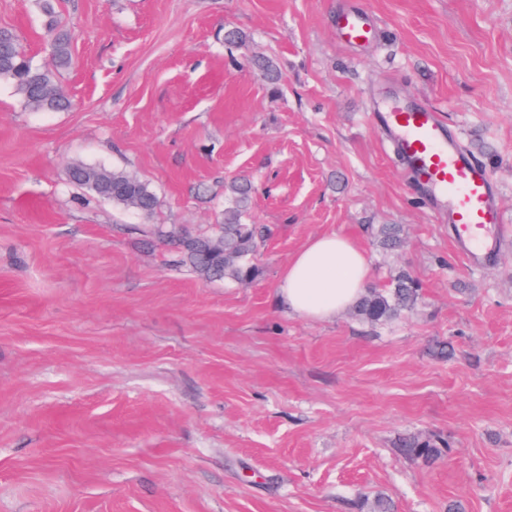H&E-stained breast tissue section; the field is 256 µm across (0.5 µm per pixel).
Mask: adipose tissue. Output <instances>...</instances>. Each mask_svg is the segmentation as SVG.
Instances as JSON below:
<instances>
[{
    "instance_id": "1",
    "label": "adipose tissue",
    "mask_w": 512,
    "mask_h": 512,
    "mask_svg": "<svg viewBox=\"0 0 512 512\" xmlns=\"http://www.w3.org/2000/svg\"><path fill=\"white\" fill-rule=\"evenodd\" d=\"M369 267L351 239L332 233L310 240L289 262L278 288L288 308L323 321L352 305L363 292Z\"/></svg>"
}]
</instances>
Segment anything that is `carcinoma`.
<instances>
[{"mask_svg": "<svg viewBox=\"0 0 512 512\" xmlns=\"http://www.w3.org/2000/svg\"><path fill=\"white\" fill-rule=\"evenodd\" d=\"M46 18L52 63L36 64L29 58L16 35L0 29V80L9 82L25 107L40 112L66 110L69 101L59 88V71L71 62L70 37L60 28L55 0H38ZM70 180L91 196L106 200L116 208L149 219L158 207V198L150 185L129 172L104 165L76 163L69 168ZM252 183L239 176L224 183V213L221 223L195 232L170 230L163 224H145L139 235L149 243L169 246L166 263L175 268L188 267L205 280L252 282L259 269L254 259L269 229L249 221ZM381 245L396 249L402 244V230L386 225L378 230ZM419 282L400 270L390 276L385 288L370 287L352 307L357 319L384 325L410 312L417 304ZM402 448L409 456L431 460L441 455L440 447L429 439L410 437Z\"/></svg>", "mask_w": 512, "mask_h": 512, "instance_id": "1", "label": "carcinoma"}]
</instances>
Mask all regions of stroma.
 <instances>
[{
    "mask_svg": "<svg viewBox=\"0 0 512 512\" xmlns=\"http://www.w3.org/2000/svg\"><path fill=\"white\" fill-rule=\"evenodd\" d=\"M361 6L377 39L339 41ZM63 112L0 82V512H512V237L474 269L369 120L411 93L458 130L512 222V0H56ZM0 28L50 60L35 0ZM246 32L232 46L225 30ZM281 71L271 90L250 60ZM150 183L156 224L218 223L250 176L258 277L208 282L136 242L76 163ZM402 225L390 252L372 233ZM347 236L369 282L407 270V317L288 312L311 239ZM445 442L434 462L399 442Z\"/></svg>",
    "mask_w": 512,
    "mask_h": 512,
    "instance_id": "35a3bbf8",
    "label": "stroma"
}]
</instances>
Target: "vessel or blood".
Returning <instances> with one entry per match:
<instances>
[{"instance_id": "vessel-or-blood-1", "label": "vessel or blood", "mask_w": 512, "mask_h": 512, "mask_svg": "<svg viewBox=\"0 0 512 512\" xmlns=\"http://www.w3.org/2000/svg\"><path fill=\"white\" fill-rule=\"evenodd\" d=\"M336 30L350 45L370 41L377 33L371 14L363 8L338 13ZM371 118L388 137L422 198L447 221L468 264L498 262L503 256L505 217L488 167L420 98L393 102Z\"/></svg>"}]
</instances>
